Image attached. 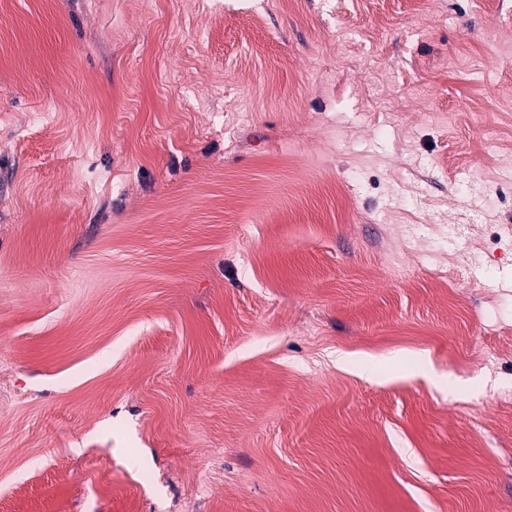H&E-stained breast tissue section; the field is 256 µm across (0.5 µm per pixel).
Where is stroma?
<instances>
[{
	"instance_id": "35a3bbf8",
	"label": "stroma",
	"mask_w": 512,
	"mask_h": 512,
	"mask_svg": "<svg viewBox=\"0 0 512 512\" xmlns=\"http://www.w3.org/2000/svg\"><path fill=\"white\" fill-rule=\"evenodd\" d=\"M6 9L0 512H512V0Z\"/></svg>"
}]
</instances>
